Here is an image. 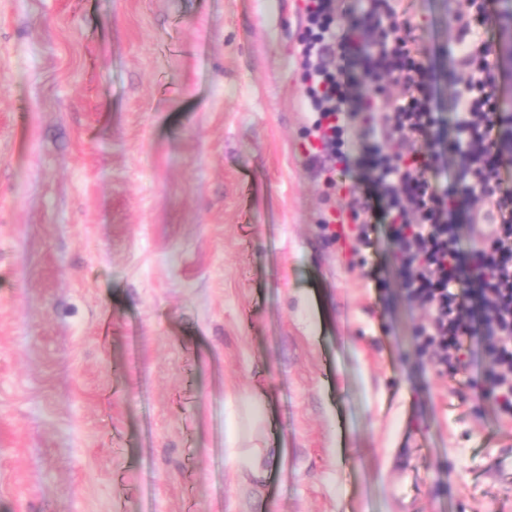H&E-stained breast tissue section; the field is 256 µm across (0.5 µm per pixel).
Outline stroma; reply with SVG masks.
I'll use <instances>...</instances> for the list:
<instances>
[{
	"label": "stroma",
	"mask_w": 512,
	"mask_h": 512,
	"mask_svg": "<svg viewBox=\"0 0 512 512\" xmlns=\"http://www.w3.org/2000/svg\"><path fill=\"white\" fill-rule=\"evenodd\" d=\"M303 0H0V512H512L382 208L309 168ZM402 0L455 137L448 24Z\"/></svg>",
	"instance_id": "stroma-1"
}]
</instances>
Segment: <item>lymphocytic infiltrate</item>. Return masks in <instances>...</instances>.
<instances>
[{
  "instance_id": "f902f5d3",
  "label": "lymphocytic infiltrate",
  "mask_w": 512,
  "mask_h": 512,
  "mask_svg": "<svg viewBox=\"0 0 512 512\" xmlns=\"http://www.w3.org/2000/svg\"><path fill=\"white\" fill-rule=\"evenodd\" d=\"M399 0H305L307 36L299 52L306 88L309 167L344 184L352 165L369 170L366 187L347 188V214L338 216L336 240L353 250L374 246L367 215L384 203L397 268L407 298L425 312L418 351L438 373L469 370L480 353L481 379L471 389L492 399L503 423H512V193L497 194L498 161L512 154V113L502 111L492 46L478 40L480 14L451 19L460 32L461 74L453 104L457 137L449 146L459 173L436 185L441 154L434 148L439 123L434 110L435 77L419 49L399 30ZM375 90L357 94L362 76ZM367 113L365 141L350 144L349 129ZM485 202L470 222L476 232L463 246L458 202ZM477 299L478 315L466 303Z\"/></svg>"
}]
</instances>
